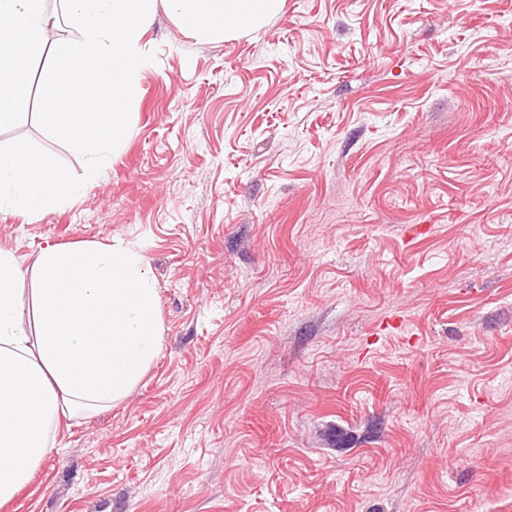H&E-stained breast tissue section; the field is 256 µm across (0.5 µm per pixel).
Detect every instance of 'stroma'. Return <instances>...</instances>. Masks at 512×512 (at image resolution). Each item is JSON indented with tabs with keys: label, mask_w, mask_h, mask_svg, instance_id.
Returning a JSON list of instances; mask_svg holds the SVG:
<instances>
[{
	"label": "stroma",
	"mask_w": 512,
	"mask_h": 512,
	"mask_svg": "<svg viewBox=\"0 0 512 512\" xmlns=\"http://www.w3.org/2000/svg\"><path fill=\"white\" fill-rule=\"evenodd\" d=\"M142 46L131 138L0 246L135 244L162 349L0 512H512V0H158ZM177 26L197 36L224 38L263 25L282 9L283 0H165Z\"/></svg>",
	"instance_id": "35a3bbf8"
}]
</instances>
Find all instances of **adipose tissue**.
Listing matches in <instances>:
<instances>
[{
	"label": "adipose tissue",
	"mask_w": 512,
	"mask_h": 512,
	"mask_svg": "<svg viewBox=\"0 0 512 512\" xmlns=\"http://www.w3.org/2000/svg\"><path fill=\"white\" fill-rule=\"evenodd\" d=\"M177 26L210 39L263 25L283 0H167ZM33 274L29 306L18 287ZM153 279L131 244L42 247L31 270L0 247V508L55 446L59 414L126 398L157 358Z\"/></svg>",
	"instance_id": "ef3b65f1"
}]
</instances>
